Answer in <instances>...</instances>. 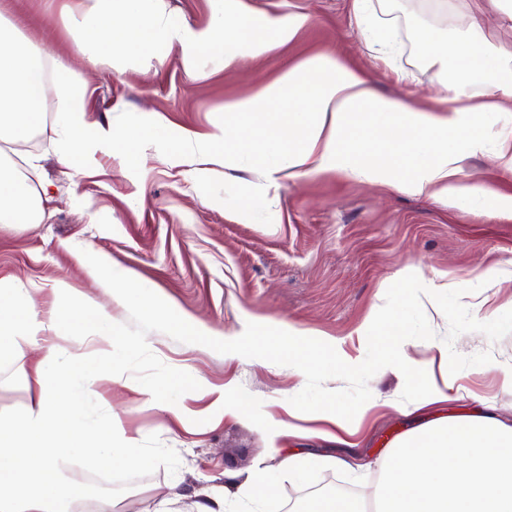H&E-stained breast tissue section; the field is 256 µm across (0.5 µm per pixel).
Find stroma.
<instances>
[{
  "mask_svg": "<svg viewBox=\"0 0 512 512\" xmlns=\"http://www.w3.org/2000/svg\"><path fill=\"white\" fill-rule=\"evenodd\" d=\"M64 0H7V17L72 75L88 82L89 121L132 125L142 112L163 114L174 126L208 131L225 119V103L257 91L287 74L290 66L314 56H330L367 68L384 94L428 104L435 74L416 41L420 28L455 29L475 10V0H371L374 14L397 31L394 66L403 83L386 79L372 48L357 36L348 0H243L255 14L284 16L300 10L313 21L288 46L258 61L232 67L208 62L187 71L178 53L105 63L88 70L72 48L59 15ZM54 98L45 101V121L31 148L35 166L16 167L35 188H47L43 223L0 224V279H19L42 290L66 279L73 298L88 294L113 322L129 313L115 296L100 293L84 267V251L136 271L164 300L219 334L244 332L264 319L307 330L335 343L352 357L366 355L357 328L385 301L388 287L416 274L430 289H464L463 304L478 320L489 321L512 308V216L463 210L425 198L347 179L335 174L282 182L268 205L250 221L235 214L228 186L254 184L257 171L209 166L190 178L158 148L118 156L95 149L83 170L61 164L54 149ZM496 287H484L486 276ZM150 349L166 365L190 372L214 387L233 389L243 399L242 417L214 415L211 396L185 398L179 413L141 406L140 385L131 376L113 375L99 391L119 412L128 436L144 458L134 468L105 473L92 459L71 467V480L107 485L118 512H197L210 503L213 488L237 486L259 467L269 468L274 495L260 512H287L288 505L313 512L323 485L343 483L361 501L372 492L391 445L409 432L443 416L495 407L512 424V390L500 372L512 368V334L490 342L464 333L454 342L465 356L491 352L494 360L455 376L459 392L447 403L401 402L402 374L381 369L368 382L376 414L355 421L352 454L364 471L318 465L335 454V443L321 437H284L286 453L312 456L302 477L276 470L264 421L283 415L288 399L305 386L292 367L235 354H219L166 334L147 336Z\"/></svg>",
  "mask_w": 512,
  "mask_h": 512,
  "instance_id": "obj_1",
  "label": "stroma"
}]
</instances>
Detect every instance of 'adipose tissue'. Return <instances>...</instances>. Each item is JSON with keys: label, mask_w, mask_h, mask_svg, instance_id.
<instances>
[{"label": "adipose tissue", "mask_w": 512, "mask_h": 512, "mask_svg": "<svg viewBox=\"0 0 512 512\" xmlns=\"http://www.w3.org/2000/svg\"><path fill=\"white\" fill-rule=\"evenodd\" d=\"M368 0H351V21L380 61L397 51L393 34L368 15ZM153 0H77L65 26L84 65L97 69L108 58L142 57L179 50L186 70L207 62L257 60L288 45L311 21L302 11L285 16L245 12L242 0H224L201 29L157 12ZM483 17L454 32L421 29L417 38L434 69L436 93L429 105L380 94L370 74L331 57L299 63L288 74L227 105L234 122L201 133L172 127L156 112L116 128L88 121L87 85L47 75L48 54L0 22V142L20 143L37 132L48 89H55L57 153L81 168L96 148L129 152L155 146L197 177L208 162L260 171L262 181L237 193V212L263 208L270 189L285 180L336 173L360 182L451 203L464 209L512 213V195L482 181L462 180L463 161L487 156L512 175V139L491 140L498 115L512 112V52L489 45ZM43 199L26 177L0 163V224H39ZM50 317H43L40 291L0 280V367L16 368L28 400L0 417V512H71L90 502L93 512H116L112 497L86 498L66 473L75 459L93 455L101 466L141 463L135 439L124 437L116 413L92 415L98 384L112 369L104 352L93 365L70 362L57 344L66 336L112 341V320L91 296L69 303L71 290L57 280ZM199 378L173 375L146 389L143 403L171 407L183 393H205Z\"/></svg>", "instance_id": "adipose-tissue-1"}]
</instances>
